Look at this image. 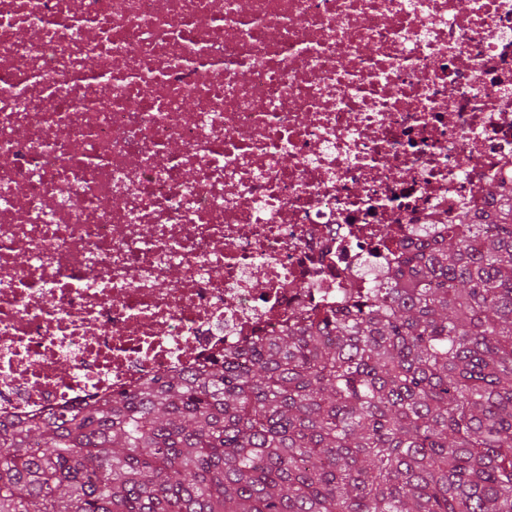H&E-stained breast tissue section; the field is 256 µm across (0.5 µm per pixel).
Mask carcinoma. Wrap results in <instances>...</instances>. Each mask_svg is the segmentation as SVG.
<instances>
[{"label":"carcinoma","instance_id":"carcinoma-1","mask_svg":"<svg viewBox=\"0 0 512 512\" xmlns=\"http://www.w3.org/2000/svg\"><path fill=\"white\" fill-rule=\"evenodd\" d=\"M191 373L0 420V512H512V184Z\"/></svg>","mask_w":512,"mask_h":512}]
</instances>
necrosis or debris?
<instances>
[{"instance_id":"4bbe7bcc","label":"necrosis or debris","mask_w":512,"mask_h":512,"mask_svg":"<svg viewBox=\"0 0 512 512\" xmlns=\"http://www.w3.org/2000/svg\"><path fill=\"white\" fill-rule=\"evenodd\" d=\"M512 183V0H0V418L199 370Z\"/></svg>"}]
</instances>
